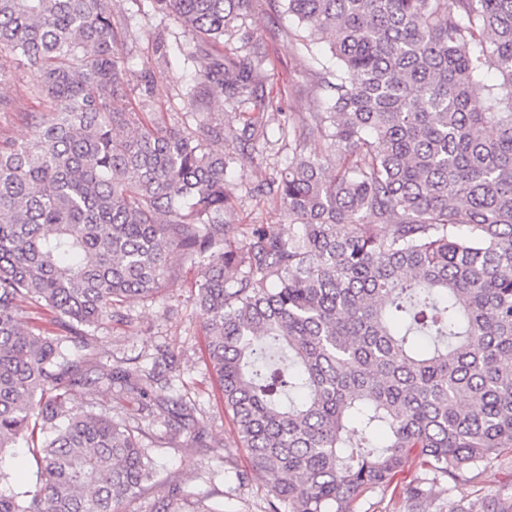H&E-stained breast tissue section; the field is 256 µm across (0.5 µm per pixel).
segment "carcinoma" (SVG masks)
Here are the masks:
<instances>
[{"instance_id":"1","label":"carcinoma","mask_w":512,"mask_h":512,"mask_svg":"<svg viewBox=\"0 0 512 512\" xmlns=\"http://www.w3.org/2000/svg\"><path fill=\"white\" fill-rule=\"evenodd\" d=\"M253 2L152 0L190 38L185 131L128 108L112 0H0V78L22 65L50 101L30 140L0 142V459L24 444L42 464L0 512H122L152 485L142 424L79 388L89 329L157 294L176 256L208 260L210 367L287 512H351L412 457L458 483L512 451V0H283L301 57L327 39L332 64L309 68L316 111L277 113L292 156L254 186L294 231L243 236L224 144L255 151L264 126L206 105L265 108L260 48L217 51ZM23 302L64 335L24 326ZM172 363L108 385L144 398ZM176 405L162 444L195 421ZM167 498L221 512L176 483ZM450 512H512V494Z\"/></svg>"}]
</instances>
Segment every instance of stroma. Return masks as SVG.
<instances>
[{
	"mask_svg": "<svg viewBox=\"0 0 512 512\" xmlns=\"http://www.w3.org/2000/svg\"><path fill=\"white\" fill-rule=\"evenodd\" d=\"M115 13L125 15L131 36L124 53L125 69L133 90V109L148 107L166 123L195 127V116L185 98L195 74L193 64L174 50L183 30L174 17L152 11L148 0H115ZM247 28L265 46L268 82L265 98L271 107L293 108L299 112L316 111L319 103L313 88L302 74L303 62L295 43L282 37L292 21L273 0H255ZM170 44L168 60H161L159 42ZM33 77L24 67H13L0 79V95L9 99V111L0 112V141L31 138L30 113L45 111L48 102L35 95ZM269 145L261 162H253L251 149L234 145L236 164L232 170L234 202L241 224H271L288 231V215L270 196L253 191L255 173L264 178L279 177L287 165L288 144L280 137L277 125L267 129ZM197 263L174 258L163 286L156 297L127 299L123 311L125 324L107 322L93 329L92 341L97 352L93 368L98 381L86 386L87 396L100 397L108 375L136 365L148 366L158 351L168 350L175 365L171 384L155 387L147 397L113 393L109 405L115 416L142 419L149 434L143 444L154 464L155 483L150 492L131 501L126 512H156L158 502L170 482H181L196 493H209L224 512H269V496L264 478L248 469L247 452L239 444L231 412L224 408L221 390L207 364L203 324L207 319L197 302ZM195 402L198 426L184 430L173 444L159 446L156 434L162 433L160 421L154 420L161 404L179 397ZM203 432L207 440L224 447V470L214 474L215 462L209 451L198 448L194 436ZM246 481H238L239 473ZM424 470L410 461L395 482L387 487L366 491L351 505V512H417L407 501L403 489L422 477ZM432 503L428 512H448L458 501H478L485 496L512 491V453L492 461L473 482L454 485L445 481L431 484Z\"/></svg>",
	"mask_w": 512,
	"mask_h": 512,
	"instance_id": "1",
	"label": "stroma"
}]
</instances>
